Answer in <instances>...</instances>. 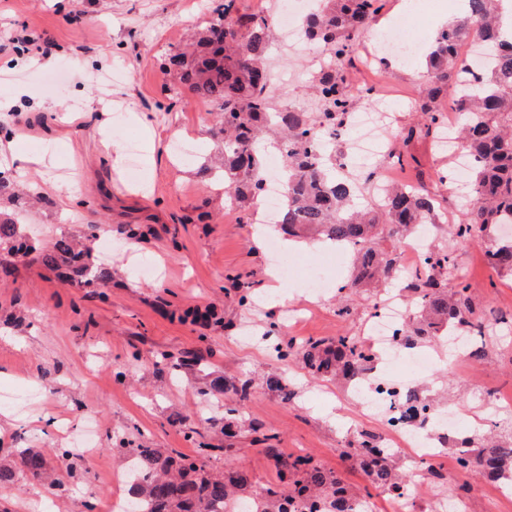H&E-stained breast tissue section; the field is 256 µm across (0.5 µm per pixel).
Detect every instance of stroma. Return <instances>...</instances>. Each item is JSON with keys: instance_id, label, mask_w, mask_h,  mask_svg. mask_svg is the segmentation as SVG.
Listing matches in <instances>:
<instances>
[{"instance_id": "1", "label": "stroma", "mask_w": 512, "mask_h": 512, "mask_svg": "<svg viewBox=\"0 0 512 512\" xmlns=\"http://www.w3.org/2000/svg\"><path fill=\"white\" fill-rule=\"evenodd\" d=\"M216 0H0V36L26 28L52 41L51 58L0 53V103L13 117L0 123V170L38 187L46 205L21 219L24 232L49 243L60 236L80 240L94 257L108 258L112 280L105 291L62 282L33 262L0 273V465H16L20 451L44 452L59 481L50 487L17 474L0 487V512H107L114 493L110 476L123 457L118 441L195 455L198 446L220 448L222 424L198 394L211 379L251 380L254 396L243 421L261 422L285 452L306 454L337 473L353 489L366 484L344 450L359 434L383 438L386 426L364 417L351 401L348 383L311 374L301 356L283 360L264 335L297 341L341 334L366 341L365 320L380 292L350 287L351 268L333 278L342 294L311 302L303 322L286 330L282 306L264 298L269 284V240L286 237L274 225L259 227L212 191L197 159L214 145V118L191 93L172 98L167 56L181 47L189 29L213 18ZM460 0H420L413 32L432 41L440 17L462 16ZM273 106L322 109L308 91L312 78L303 56L269 57ZM357 81L380 88L391 101L396 128L420 122L399 105L402 91L417 89L407 67L355 72ZM147 116L142 133L138 116ZM139 145L138 174L128 175L127 141ZM105 225L96 234L92 225ZM142 241L128 245V228ZM264 246H255L256 236ZM457 277L470 282L477 313L512 314V275L486 265L478 248L454 246ZM246 282L250 300L240 304L237 286ZM350 313L342 317L339 305ZM441 362L418 374L419 396L434 411L465 403L470 414L431 463L444 486L467 484L471 512H489L481 474L463 471L455 448L462 439L481 447L483 435L512 440V412L489 423L488 394L512 399V333H487L476 365L453 362L448 345L423 337ZM168 353L183 361L173 369L159 361ZM204 356L206 371L191 364ZM288 382L285 401L266 386L269 377ZM92 439L94 461L72 463L58 449ZM234 459L258 487L275 480L272 463L247 433L234 440Z\"/></svg>"}]
</instances>
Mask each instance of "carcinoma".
Listing matches in <instances>:
<instances>
[{
	"label": "carcinoma",
	"instance_id": "1",
	"mask_svg": "<svg viewBox=\"0 0 512 512\" xmlns=\"http://www.w3.org/2000/svg\"><path fill=\"white\" fill-rule=\"evenodd\" d=\"M501 0H468L462 18L441 27L425 56L426 74L414 104L426 118L421 127L410 126L403 136L409 143L416 137H430L436 144L448 137L443 99L453 96L463 121L454 134L463 149L478 159L469 176L468 193L459 198L461 220L448 232L449 240L473 242L493 258L492 267L512 272V243L495 237L501 224H512V38L496 36L500 26ZM383 10V0H323L319 12L303 22L306 38L326 48L328 57L340 61L337 68L314 72L310 89L322 102V112L313 115L290 106L272 107L267 94L271 73L265 65L274 18L262 14H240L236 0H223L215 9L217 17L195 32L185 47L168 58L173 83L170 91L185 88L215 107L218 129L215 151L200 166L208 182L223 177L224 202L245 215L250 214L262 186L265 151L278 147L286 162L288 198L278 226L290 237L310 236L331 244L350 243L356 275L350 286L386 284L397 274L391 252L384 242H403L422 224L437 221L436 194L419 184L400 185L385 191L381 203L367 210L354 207L359 187L352 179L333 172L332 155L317 154L316 141L327 133L339 138L346 115L354 105L346 87L353 68V41L371 29ZM481 42L487 61L481 81L473 83L469 70L459 61L455 47ZM12 211L0 210V247L7 250L4 273L10 267L38 261L52 270L64 271V281L79 286L102 288L112 280V269L96 264L90 253L76 247L66 236L41 244L18 233L19 215L31 199H43L30 187L15 190L8 177L0 175V199ZM426 272L410 280L418 315L405 323V337L438 338L448 328L464 322L472 313L467 295L470 284L457 281L455 258L450 244L433 247L425 259ZM282 355H302L309 368L320 375L353 379L365 370L370 355L347 335L335 338L284 340ZM203 394L218 401L230 394L233 406L224 405V426L231 427L243 404L253 395L249 380L214 378ZM428 405L418 398L408 402L401 419L414 421L425 416ZM248 432L252 442L264 445L261 452L277 469L278 485L253 489L243 468L221 470L208 460L221 451L228 457L232 445L200 448L198 455L176 456L160 448L123 449L138 459L136 477L137 512H225L229 501L254 500L252 512H353L351 503L371 497L369 491L351 492L337 474L327 472L306 455L287 454L275 443L276 436L264 432L252 421ZM376 489L390 491L402 479L394 455L375 440L363 435L357 447L346 452ZM512 462V446L489 443L478 449L474 463L485 474L501 472ZM31 479L47 478L45 456L33 450L20 454L18 467L0 465V486L14 483L17 471Z\"/></svg>",
	"mask_w": 512,
	"mask_h": 512
}]
</instances>
